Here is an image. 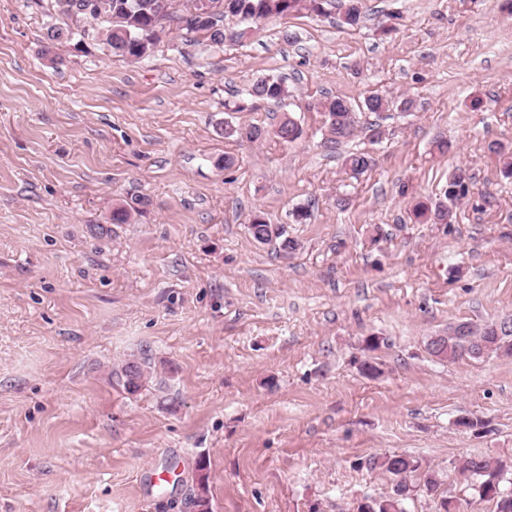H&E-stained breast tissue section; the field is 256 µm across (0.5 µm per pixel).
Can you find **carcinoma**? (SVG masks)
<instances>
[{"label":"carcinoma","mask_w":512,"mask_h":512,"mask_svg":"<svg viewBox=\"0 0 512 512\" xmlns=\"http://www.w3.org/2000/svg\"><path fill=\"white\" fill-rule=\"evenodd\" d=\"M338 2L342 8L340 24L356 27L362 21L361 0H226L227 9L224 18L215 22L201 21V16L185 9L179 12L171 10L172 0H55L57 11L68 19L90 20L99 26L105 36L104 43L112 53L139 60L148 56L160 35L174 28L189 40L194 35L203 34L215 45L226 41L242 42L250 36V29L243 28L231 31L224 27V19L240 18L259 24L269 18L300 15L305 11L319 15L326 13V6ZM248 95L256 101L282 102L288 96V88L280 79L263 77L250 87ZM396 107L402 110L413 108L409 98H391L380 94L367 96L361 110L364 112H385ZM322 112L326 116L327 131L331 141L336 144L349 140L356 130L355 109L352 104L342 98L333 97L321 103ZM301 129L289 117L284 118L274 130V135L288 143L299 138ZM266 135L265 130L253 126L246 131L228 126L224 129V137L244 136L255 142ZM372 158L363 151H353L344 157V164L351 172H364L371 164ZM470 180L467 171L457 168L448 178L443 195L446 202L434 207L420 202L414 209V216L424 222L450 224L454 219L453 202L467 195L456 188ZM252 238L260 244L274 243L285 255L294 253L299 243L288 236L285 226L270 224L263 214H256L248 225ZM467 333L462 336L443 337L436 342L427 344V351L434 357H442L454 361L463 356L476 357L483 352L486 356H512V333L503 335L497 342L489 340L493 334V325L483 327L465 323ZM149 363L145 360H129L121 368L123 385L127 392L135 393L142 387L146 378ZM368 466L379 469L394 477L393 495L371 499L358 506V512H403L402 503L414 488L423 486L427 493L436 494L439 480L432 470L426 468L422 461L408 454L388 453L368 459ZM506 465L491 462L479 456L471 457L463 464V471L477 481L476 489L480 499L491 501L494 512H512V487L502 484ZM196 491L193 501L200 512H211L209 499V475L204 461L196 467Z\"/></svg>","instance_id":"cac0c4a2"}]
</instances>
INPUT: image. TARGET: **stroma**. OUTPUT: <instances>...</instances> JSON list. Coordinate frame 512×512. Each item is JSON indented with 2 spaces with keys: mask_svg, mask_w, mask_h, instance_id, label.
<instances>
[{
  "mask_svg": "<svg viewBox=\"0 0 512 512\" xmlns=\"http://www.w3.org/2000/svg\"><path fill=\"white\" fill-rule=\"evenodd\" d=\"M362 5L355 28L304 13L237 44L172 29L133 61L94 33L48 40L82 28L54 0H0V512H190L200 461L212 512H357L393 493L367 466L386 453L439 477L405 512L442 496L494 512L460 466L512 462V358L442 362L426 343L512 319V178L489 149L512 146V10ZM268 75L287 98L251 102ZM372 91L415 107L357 113L355 137L331 142L320 102ZM286 116L291 143L224 136ZM356 150L373 158L357 176ZM459 166L453 223H417ZM258 212L299 250L255 242ZM144 354L128 393L120 369ZM171 464L175 480L153 484Z\"/></svg>",
  "mask_w": 512,
  "mask_h": 512,
  "instance_id": "1",
  "label": "stroma"
}]
</instances>
